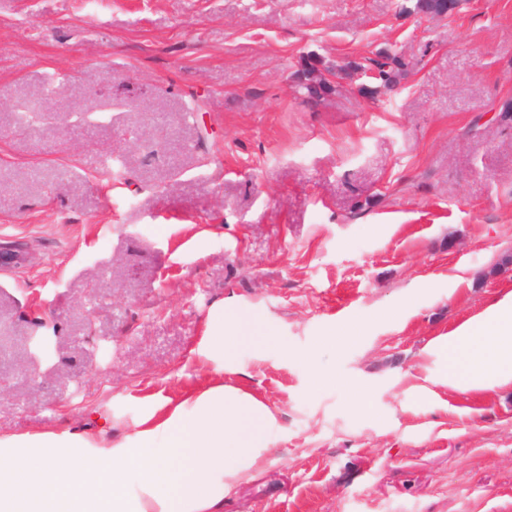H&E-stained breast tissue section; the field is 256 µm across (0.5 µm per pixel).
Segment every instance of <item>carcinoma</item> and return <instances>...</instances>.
I'll use <instances>...</instances> for the list:
<instances>
[{
  "mask_svg": "<svg viewBox=\"0 0 512 512\" xmlns=\"http://www.w3.org/2000/svg\"><path fill=\"white\" fill-rule=\"evenodd\" d=\"M368 69L375 72V80L385 86H395L406 74L407 63L401 57L389 52L379 55L375 59L368 61L364 65L355 61H349L336 70L328 67H322V61L311 57L309 58L296 76L297 86L303 95L312 100L319 99L332 94L338 90L341 83H332L325 77L329 73L338 79H344L353 75L359 69Z\"/></svg>",
  "mask_w": 512,
  "mask_h": 512,
  "instance_id": "carcinoma-1",
  "label": "carcinoma"
}]
</instances>
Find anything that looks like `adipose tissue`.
<instances>
[{"instance_id": "adipose-tissue-1", "label": "adipose tissue", "mask_w": 512, "mask_h": 512, "mask_svg": "<svg viewBox=\"0 0 512 512\" xmlns=\"http://www.w3.org/2000/svg\"><path fill=\"white\" fill-rule=\"evenodd\" d=\"M287 358L248 306L220 304L190 350L211 383L151 405L133 431L0 436V512H221L271 444L276 418L224 372L244 353ZM436 383L462 393L512 389V291L426 347Z\"/></svg>"}]
</instances>
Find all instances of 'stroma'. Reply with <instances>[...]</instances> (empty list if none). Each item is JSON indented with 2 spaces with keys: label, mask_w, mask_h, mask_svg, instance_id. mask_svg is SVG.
Returning a JSON list of instances; mask_svg holds the SVG:
<instances>
[{
  "label": "stroma",
  "mask_w": 512,
  "mask_h": 512,
  "mask_svg": "<svg viewBox=\"0 0 512 512\" xmlns=\"http://www.w3.org/2000/svg\"><path fill=\"white\" fill-rule=\"evenodd\" d=\"M387 50L394 90L297 87ZM508 103L512 0H0V241L33 255L0 267V435L124 432L208 384L189 350L242 303L292 356L224 374L279 425L224 512H512V390L424 354L512 291ZM353 322L317 361L360 415L302 358ZM320 66H322L321 60L310 57L296 76L297 86L303 95L310 100L320 99L335 93L341 86L340 82L336 81V84H333L328 80L323 71L336 76L337 79H344L352 76L358 69H368L375 72V80L380 81L385 86L394 87L406 74L407 63L396 54L386 52L375 59H369L366 65L348 61L339 66L336 71L329 67L320 68ZM362 331L363 326L359 323L345 326L339 330L334 329L323 334L322 336H319L315 340L314 346L318 347L327 343H334L336 345V342L342 346L348 345L357 341L360 336H362ZM347 390L346 403L350 410L360 413L367 410L371 385L359 379L340 380Z\"/></svg>",
  "instance_id": "1"
}]
</instances>
